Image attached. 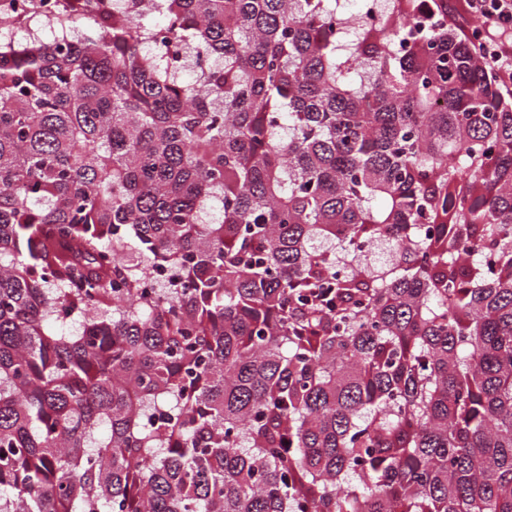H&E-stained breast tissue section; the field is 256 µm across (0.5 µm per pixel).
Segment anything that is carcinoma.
<instances>
[{"label": "carcinoma", "mask_w": 512, "mask_h": 512, "mask_svg": "<svg viewBox=\"0 0 512 512\" xmlns=\"http://www.w3.org/2000/svg\"><path fill=\"white\" fill-rule=\"evenodd\" d=\"M136 2L0 39V512H512L493 63L418 0Z\"/></svg>", "instance_id": "obj_1"}]
</instances>
